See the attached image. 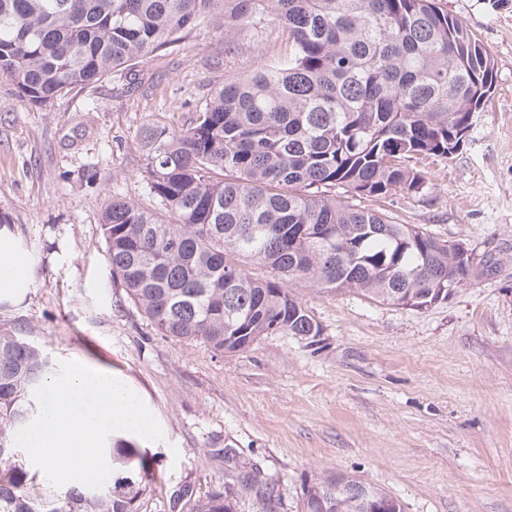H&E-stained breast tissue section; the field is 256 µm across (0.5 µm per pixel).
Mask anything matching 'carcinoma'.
Segmentation results:
<instances>
[{
  "label": "carcinoma",
  "instance_id": "obj_1",
  "mask_svg": "<svg viewBox=\"0 0 512 512\" xmlns=\"http://www.w3.org/2000/svg\"><path fill=\"white\" fill-rule=\"evenodd\" d=\"M277 26L284 51L215 84L189 124L160 140L146 168L162 212L117 196L101 213L112 277L163 336L215 355L266 336L322 335L287 288H344L389 305L428 309L478 278L443 241L353 200L413 193L412 159L449 157L492 94L494 62L435 0H0V74L43 105L90 85L202 24ZM270 269L257 277L249 265ZM49 357L18 327H0V512H142L155 473L136 437L108 442L112 473L98 490L36 488L14 444L38 413ZM345 476L304 488L302 512H366L336 493ZM243 492L276 512L259 470ZM177 512H233L224 491L186 484Z\"/></svg>",
  "mask_w": 512,
  "mask_h": 512
}]
</instances>
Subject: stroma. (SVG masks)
Here are the masks:
<instances>
[{
    "instance_id": "obj_1",
    "label": "stroma",
    "mask_w": 512,
    "mask_h": 512,
    "mask_svg": "<svg viewBox=\"0 0 512 512\" xmlns=\"http://www.w3.org/2000/svg\"><path fill=\"white\" fill-rule=\"evenodd\" d=\"M436 3L491 55L492 99L453 156L427 165L420 193L362 205L497 269L423 310L291 285L322 327L316 343L269 336L221 357L160 335L113 279L99 224L115 195L158 210L147 134L183 127L215 83L278 52L277 28L203 26L139 58L134 78L43 105L0 77V228L32 275L0 299V326L21 324L52 362L105 369L145 401L164 436L147 445L143 512H172L188 483L263 512L237 481L254 467L275 481L278 512H301L304 487L329 475L403 512H512V0Z\"/></svg>"
}]
</instances>
